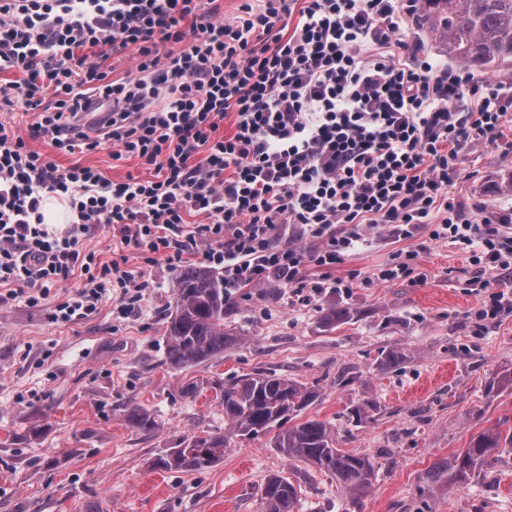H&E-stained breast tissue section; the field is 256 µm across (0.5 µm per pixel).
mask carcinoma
Here are the masks:
<instances>
[{
	"instance_id": "cac0c4a2",
	"label": "carcinoma",
	"mask_w": 512,
	"mask_h": 512,
	"mask_svg": "<svg viewBox=\"0 0 512 512\" xmlns=\"http://www.w3.org/2000/svg\"><path fill=\"white\" fill-rule=\"evenodd\" d=\"M421 11L448 56L466 67L483 71L512 60V0H422ZM226 304L224 276L190 266L179 273L164 332L168 367L182 370L200 364L242 340L224 328ZM215 386L221 392L230 431L252 437L276 427L271 447L289 460L315 465L355 494H364L371 486L373 460L337 448L336 436L326 423L310 419L287 425L288 419L299 416L316 400L315 389L262 373ZM125 421L142 432L157 428L152 414L138 406L127 410ZM503 442L511 445L512 435L482 432L456 455L453 464L435 466L433 476L463 482ZM227 445L226 436L220 433L188 435L180 447L170 449L153 466L176 472L201 470L220 461ZM261 501L263 512H296L297 487L287 477L272 474L265 479Z\"/></svg>"
}]
</instances>
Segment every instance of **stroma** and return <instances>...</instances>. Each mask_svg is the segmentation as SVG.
Listing matches in <instances>:
<instances>
[{"label": "stroma", "mask_w": 512, "mask_h": 512, "mask_svg": "<svg viewBox=\"0 0 512 512\" xmlns=\"http://www.w3.org/2000/svg\"><path fill=\"white\" fill-rule=\"evenodd\" d=\"M500 147L468 152L448 196L465 218L512 213V122ZM57 165L98 168L105 177H148L137 160H113L112 144L74 154L54 152ZM431 225L411 237L370 230L364 246L336 265L306 263L307 281L321 295L291 301L285 280L237 289L224 325L242 341L223 355L176 371L164 363V318L181 269L200 265L186 255L147 261L111 228L96 227L83 248L100 260L127 259L155 281L139 310L122 318L112 302L74 321L53 316L52 302L31 306L0 286V512H261L259 487L277 473L299 489L298 512H512V445L495 450L463 484L430 476L487 430L512 431V310L476 329L474 313L486 293L474 283L468 250L433 239ZM415 251L412 276L384 280L379 272L400 252ZM349 310L324 328L329 306ZM400 349L395 370L379 366ZM257 372L314 388L304 418L326 422L338 448L377 464L361 497L317 467L291 461L269 436L229 433L213 384ZM194 383L198 392L183 388ZM375 403L366 422L350 423L349 406ZM150 410L158 427H129L127 407ZM220 432L224 458L189 473L152 462L180 438Z\"/></svg>", "instance_id": "1"}]
</instances>
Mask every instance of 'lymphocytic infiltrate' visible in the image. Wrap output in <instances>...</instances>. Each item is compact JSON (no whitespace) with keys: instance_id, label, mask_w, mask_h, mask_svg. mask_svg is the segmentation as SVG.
<instances>
[{"instance_id":"1","label":"lymphocytic infiltrate","mask_w":512,"mask_h":512,"mask_svg":"<svg viewBox=\"0 0 512 512\" xmlns=\"http://www.w3.org/2000/svg\"><path fill=\"white\" fill-rule=\"evenodd\" d=\"M301 2H246L229 22L203 0H0V73L23 75L0 85V103L32 118L0 123V285L35 306L77 272L84 285L56 318L107 300L135 311L153 282L84 251L97 224L143 252L222 267L229 296L272 277L318 296L306 262L334 265L367 228L401 238L429 224L433 238L465 246L479 274L512 268L506 221L472 222L448 196L463 152L496 144L512 121V85L476 82L404 41L415 0ZM295 11L293 33L277 34ZM130 48L129 75L111 79L107 60ZM229 111L235 132L224 137ZM87 112L105 115L96 132ZM103 138L113 160L137 159L152 178L62 169L26 145L72 154ZM48 194L67 199L72 223L34 221Z\"/></svg>"}]
</instances>
